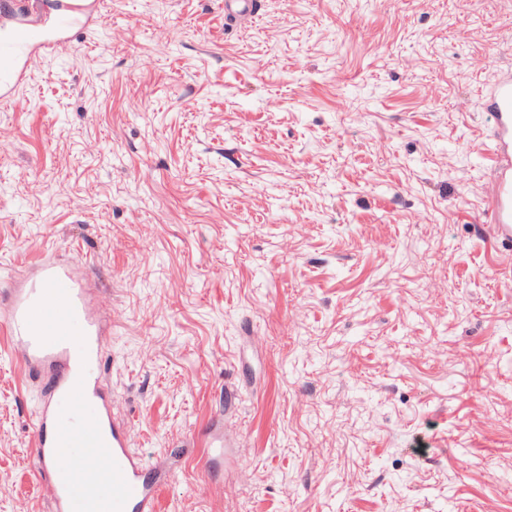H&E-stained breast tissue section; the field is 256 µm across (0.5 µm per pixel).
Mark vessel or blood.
I'll list each match as a JSON object with an SVG mask.
<instances>
[{
  "label": "vessel or blood",
  "mask_w": 512,
  "mask_h": 512,
  "mask_svg": "<svg viewBox=\"0 0 512 512\" xmlns=\"http://www.w3.org/2000/svg\"><path fill=\"white\" fill-rule=\"evenodd\" d=\"M261 0H224L225 24L255 19ZM86 0H57L52 24L59 32L86 18ZM52 48L43 27L20 22L0 40V84H18L26 74L32 45ZM480 107L489 117L494 178L488 221L495 241L512 242V68L500 69ZM84 264L44 261L20 287L9 289L7 324L13 353L24 370L49 373V389L35 419L33 456L42 469L53 512H156L160 484L144 460L129 448V428L114 413L99 363L105 338L99 298L84 285ZM199 441L224 452V427L212 424ZM111 467L112 479L93 477Z\"/></svg>",
  "instance_id": "b4317fda"
}]
</instances>
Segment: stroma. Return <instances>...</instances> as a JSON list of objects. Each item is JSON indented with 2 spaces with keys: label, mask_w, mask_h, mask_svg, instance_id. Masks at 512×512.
<instances>
[{
  "label": "stroma",
  "mask_w": 512,
  "mask_h": 512,
  "mask_svg": "<svg viewBox=\"0 0 512 512\" xmlns=\"http://www.w3.org/2000/svg\"><path fill=\"white\" fill-rule=\"evenodd\" d=\"M94 7L0 104V512H52L6 291L76 256L157 512H512V274L473 150L512 12ZM219 415L211 459L192 437ZM261 0H224V24H241L258 16Z\"/></svg>",
  "instance_id": "35a3bbf8"
}]
</instances>
